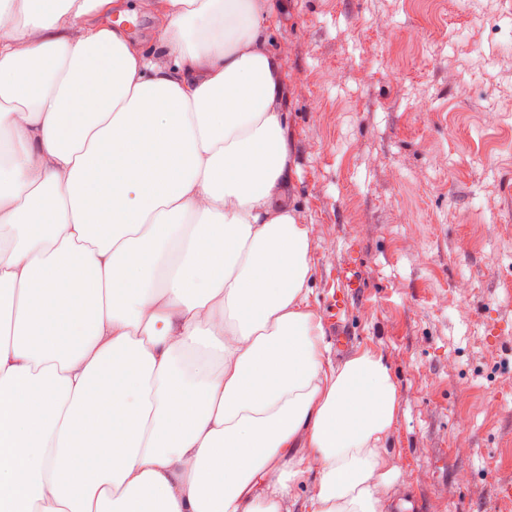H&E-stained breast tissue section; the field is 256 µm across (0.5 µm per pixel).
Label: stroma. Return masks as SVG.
<instances>
[{
	"instance_id": "1",
	"label": "stroma",
	"mask_w": 512,
	"mask_h": 512,
	"mask_svg": "<svg viewBox=\"0 0 512 512\" xmlns=\"http://www.w3.org/2000/svg\"><path fill=\"white\" fill-rule=\"evenodd\" d=\"M496 3L270 0L310 302L324 313L358 254L346 330L398 386L382 512H512V0Z\"/></svg>"
}]
</instances>
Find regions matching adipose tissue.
I'll return each mask as SVG.
<instances>
[{"label": "adipose tissue", "mask_w": 512, "mask_h": 512, "mask_svg": "<svg viewBox=\"0 0 512 512\" xmlns=\"http://www.w3.org/2000/svg\"><path fill=\"white\" fill-rule=\"evenodd\" d=\"M0 0V512H382L398 387L333 364L268 0ZM138 21L137 28H129L128 26H123L127 29L129 34L141 43L142 47L147 51L151 52L154 48V33L152 28V21L146 15L139 13L135 18ZM309 464L305 465H295L291 463L289 468H292L293 471L303 470L304 472L294 478V480L290 481L288 484L290 486L289 493L287 492L282 506V512H303L305 511L304 505L308 498L314 492L315 486V470H308Z\"/></svg>", "instance_id": "1"}]
</instances>
